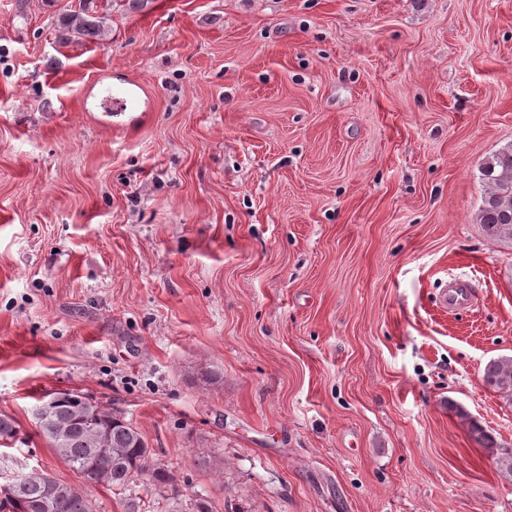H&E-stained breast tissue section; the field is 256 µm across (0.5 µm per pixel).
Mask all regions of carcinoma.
<instances>
[{"label": "carcinoma", "mask_w": 512, "mask_h": 512, "mask_svg": "<svg viewBox=\"0 0 512 512\" xmlns=\"http://www.w3.org/2000/svg\"><path fill=\"white\" fill-rule=\"evenodd\" d=\"M97 0H79V9L63 8L58 17L60 38L95 39L102 35L104 22L97 15ZM484 196L477 220L485 234L500 242L512 243V146L493 155L481 170ZM486 385L503 399L512 402V357L489 361L482 375ZM49 406L51 422L62 428L59 440L51 439L48 429L39 427L42 440L53 448L73 470L88 481L123 490L135 480L167 492L173 477L150 462V451L141 432L118 411H99L93 397L78 391L57 393V400L47 404L41 399L37 407ZM25 443L16 421L0 414V447L11 448ZM93 512L89 497L46 472L31 481L18 495L0 498V512Z\"/></svg>", "instance_id": "1"}]
</instances>
